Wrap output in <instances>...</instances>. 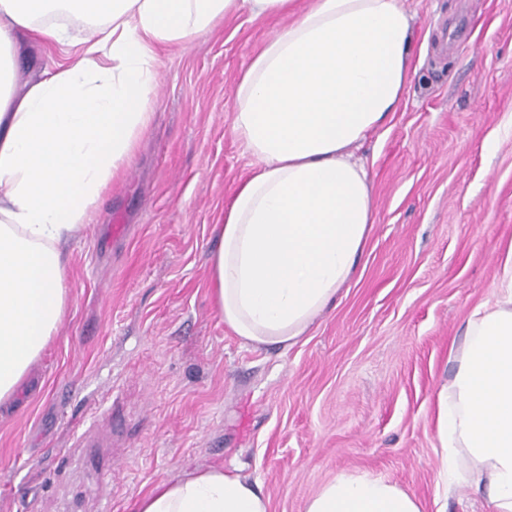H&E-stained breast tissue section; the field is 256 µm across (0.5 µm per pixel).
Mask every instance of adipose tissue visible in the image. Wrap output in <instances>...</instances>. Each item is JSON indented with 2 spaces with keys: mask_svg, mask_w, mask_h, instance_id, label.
I'll use <instances>...</instances> for the list:
<instances>
[{
  "mask_svg": "<svg viewBox=\"0 0 512 512\" xmlns=\"http://www.w3.org/2000/svg\"><path fill=\"white\" fill-rule=\"evenodd\" d=\"M250 6L288 17L240 77L232 131L256 166L213 233L215 311L253 349L289 350L357 275L375 198L354 150L398 112L416 70L398 0H0V406L67 314V246L148 129L158 61ZM64 49L23 73L32 50ZM468 318L439 393L438 474L512 512V244ZM259 485L215 467L158 483L132 512H269ZM305 512H424L380 477L339 475Z\"/></svg>",
  "mask_w": 512,
  "mask_h": 512,
  "instance_id": "ef3b65f1",
  "label": "adipose tissue"
}]
</instances>
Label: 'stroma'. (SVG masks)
<instances>
[{
  "label": "stroma",
  "mask_w": 512,
  "mask_h": 512,
  "mask_svg": "<svg viewBox=\"0 0 512 512\" xmlns=\"http://www.w3.org/2000/svg\"><path fill=\"white\" fill-rule=\"evenodd\" d=\"M399 2L417 75L358 150L376 201L360 272L285 353L244 346L208 294L212 226L254 163L231 130L236 84L283 21L242 12L161 55L138 154L68 246L69 313L0 411V512H131L223 466L270 512H304L341 474L436 512L449 351L512 241V0ZM90 429L99 447H78Z\"/></svg>",
  "instance_id": "stroma-1"
}]
</instances>
